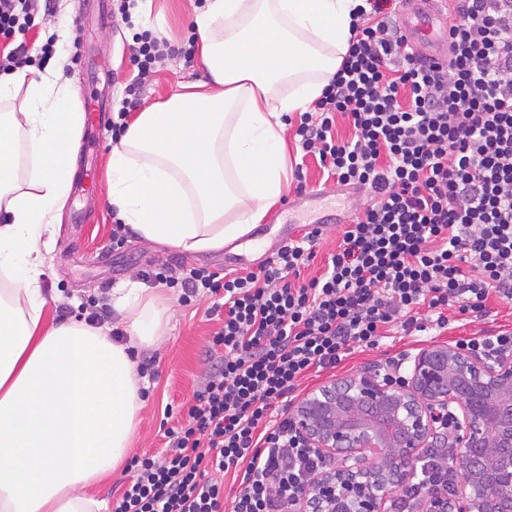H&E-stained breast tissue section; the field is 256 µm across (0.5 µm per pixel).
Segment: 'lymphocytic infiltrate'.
Returning <instances> with one entry per match:
<instances>
[{
	"instance_id": "obj_1",
	"label": "lymphocytic infiltrate",
	"mask_w": 512,
	"mask_h": 512,
	"mask_svg": "<svg viewBox=\"0 0 512 512\" xmlns=\"http://www.w3.org/2000/svg\"><path fill=\"white\" fill-rule=\"evenodd\" d=\"M341 65L299 115L303 154L324 176L367 190L322 272L302 280L320 233L288 241L247 272L162 266L145 271L185 297L215 295L222 319L211 371L185 421L165 428L163 455L133 457L115 512H286L321 464L288 430L301 378L336 368L388 333L447 328L453 314L483 317L512 297V0H454L448 58L415 50L396 0H367ZM42 0H0V72L46 63L49 36H24ZM140 74L171 53L159 33L133 34ZM352 134L336 135L337 118Z\"/></svg>"
}]
</instances>
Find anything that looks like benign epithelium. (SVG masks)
Instances as JSON below:
<instances>
[{"label": "benign epithelium", "instance_id": "obj_1", "mask_svg": "<svg viewBox=\"0 0 512 512\" xmlns=\"http://www.w3.org/2000/svg\"><path fill=\"white\" fill-rule=\"evenodd\" d=\"M453 413L455 426L438 422ZM292 431L325 470L301 493L302 512H387L425 450H460V476L432 488L414 512H512V356L490 361L431 345L393 381L370 364L297 401Z\"/></svg>", "mask_w": 512, "mask_h": 512}]
</instances>
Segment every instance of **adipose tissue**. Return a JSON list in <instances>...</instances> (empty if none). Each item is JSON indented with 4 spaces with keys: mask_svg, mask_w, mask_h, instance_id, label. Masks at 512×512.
Listing matches in <instances>:
<instances>
[{
    "mask_svg": "<svg viewBox=\"0 0 512 512\" xmlns=\"http://www.w3.org/2000/svg\"><path fill=\"white\" fill-rule=\"evenodd\" d=\"M364 0H206L194 17L206 80L146 105L108 162L106 202L142 239L186 254L245 236L288 187L285 118L340 67ZM0 512H105L86 491L123 464L143 407L132 349L155 344L166 299L112 291L129 339L46 324L38 243L77 171L85 114L62 64L0 76ZM33 149L23 163L21 143Z\"/></svg>",
    "mask_w": 512,
    "mask_h": 512,
    "instance_id": "ef3b65f1",
    "label": "adipose tissue"
}]
</instances>
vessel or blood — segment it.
<instances>
[{"label":"vessel or blood","mask_w":512,"mask_h":512,"mask_svg":"<svg viewBox=\"0 0 512 512\" xmlns=\"http://www.w3.org/2000/svg\"><path fill=\"white\" fill-rule=\"evenodd\" d=\"M402 26L408 37L430 58L448 57L447 0H403Z\"/></svg>","instance_id":"1"}]
</instances>
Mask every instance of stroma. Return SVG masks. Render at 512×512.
<instances>
[{
	"label": "stroma",
	"instance_id": "obj_1",
	"mask_svg": "<svg viewBox=\"0 0 512 512\" xmlns=\"http://www.w3.org/2000/svg\"><path fill=\"white\" fill-rule=\"evenodd\" d=\"M202 0H141L131 22H123L115 0H52L48 13L37 21L35 39L44 42L50 29L61 30L59 54L68 61L66 74L82 98H91L101 106L103 124H111L112 115L122 107L126 86L138 70L129 60L128 45L133 29H156L176 46L194 33L193 18ZM197 62H185L171 56L157 63L154 73L145 77L139 94L140 103L164 101L177 94L180 86L203 79ZM291 164L302 165L306 189H288L282 200L271 207L261 226L265 230L262 245L251 253L252 264H260L273 253L281 241L280 230L290 225L294 235H302L305 225L319 220L325 209L320 202L308 200L312 191L325 192L335 208L337 223L322 227L317 256L305 269L304 278L320 273L329 254L334 252L341 230L356 207L369 202L367 192L353 190L324 181L314 157L302 156L287 130ZM107 181L99 179L96 190L80 199H67L58 218L40 240L45 274L40 281L51 303L45 318L58 323L76 320L78 315L107 308L103 320L112 331L122 328V315L112 307V290L127 281H142L145 270L156 266H204L218 270L224 265L223 251L188 255L174 248L143 240L129 232L127 243L112 247V225L116 210L107 207L103 198ZM170 304L169 319L159 343L136 349L137 370L146 391L140 411V423L133 436L130 455H159L165 451V439L159 427L165 408H172L176 419H184L194 403L210 369L207 349L222 323L211 317L214 302L202 293L181 302L178 289L164 291ZM488 316L459 321L439 336L394 335L380 347L354 350L335 369L311 374L303 380L299 392L307 394L331 380L355 374L369 363L385 364L398 355L412 356L420 348L439 343L454 345L467 336H487L500 330H512V300H490Z\"/></svg>",
	"mask_w": 512,
	"mask_h": 512
}]
</instances>
